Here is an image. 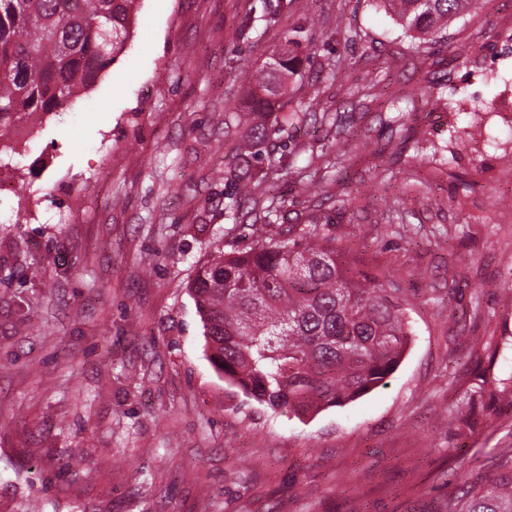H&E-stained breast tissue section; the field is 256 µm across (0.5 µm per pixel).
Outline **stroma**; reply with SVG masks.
Here are the masks:
<instances>
[{"instance_id":"stroma-1","label":"stroma","mask_w":512,"mask_h":512,"mask_svg":"<svg viewBox=\"0 0 512 512\" xmlns=\"http://www.w3.org/2000/svg\"><path fill=\"white\" fill-rule=\"evenodd\" d=\"M299 58L254 203L228 207L224 114ZM339 76L330 79L329 64ZM512 0L418 43L378 0H140L126 51L26 141H0V512H438L512 448ZM309 193L293 191L298 180ZM336 226L414 331L367 395L296 415L211 364L189 290L253 225Z\"/></svg>"}]
</instances>
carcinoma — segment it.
Masks as SVG:
<instances>
[{"label": "carcinoma", "instance_id": "carcinoma-1", "mask_svg": "<svg viewBox=\"0 0 512 512\" xmlns=\"http://www.w3.org/2000/svg\"><path fill=\"white\" fill-rule=\"evenodd\" d=\"M139 0H0V134L25 112H62L127 48ZM410 36L436 38L479 0H381ZM294 58L284 52L246 74L242 103L224 124L246 139L224 171L235 207L251 198V160L292 116L266 108L286 93ZM318 224L224 251L189 288L209 359L246 396L298 415L354 401L399 366L410 342L406 308L374 275L352 272ZM443 512H512V449L494 474L448 492Z\"/></svg>", "mask_w": 512, "mask_h": 512}]
</instances>
